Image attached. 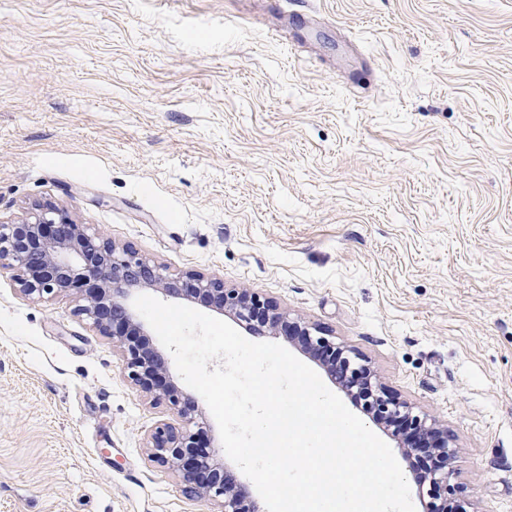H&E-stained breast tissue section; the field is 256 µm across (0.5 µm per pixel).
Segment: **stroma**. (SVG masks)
<instances>
[{
	"label": "stroma",
	"instance_id": "1",
	"mask_svg": "<svg viewBox=\"0 0 512 512\" xmlns=\"http://www.w3.org/2000/svg\"><path fill=\"white\" fill-rule=\"evenodd\" d=\"M0 0V219L53 201L358 351L512 512V0ZM0 269V512H218L72 296Z\"/></svg>",
	"mask_w": 512,
	"mask_h": 512
}]
</instances>
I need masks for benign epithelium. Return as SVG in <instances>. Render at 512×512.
<instances>
[{
    "instance_id": "1",
    "label": "benign epithelium",
    "mask_w": 512,
    "mask_h": 512,
    "mask_svg": "<svg viewBox=\"0 0 512 512\" xmlns=\"http://www.w3.org/2000/svg\"><path fill=\"white\" fill-rule=\"evenodd\" d=\"M4 266L19 271L16 284L25 296L78 294L77 313L112 339L133 385L154 401H167L177 415V421L164 422L151 434L153 461L172 468L191 495L218 503L220 512L265 510L247 484L224 472L218 452L202 444L207 424L198 401L170 380L167 363L146 339L134 307V299L145 290L228 312L258 335L296 337L341 387L356 390L374 422H397L408 430L405 453L425 463L424 470L413 472L412 481L419 495L430 499L431 512H476L463 488L452 482L454 450L448 429L386 390L357 351L336 342L323 327L290 317L272 300L226 288L224 279L200 272L169 274L136 250L120 248L90 225L77 223L51 201L34 204L18 222L0 221V268Z\"/></svg>"
}]
</instances>
